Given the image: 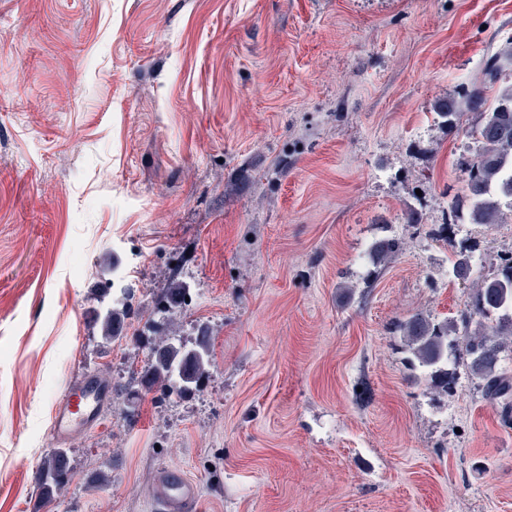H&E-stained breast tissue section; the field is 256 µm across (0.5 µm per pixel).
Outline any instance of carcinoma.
<instances>
[{
	"instance_id": "obj_1",
	"label": "carcinoma",
	"mask_w": 512,
	"mask_h": 512,
	"mask_svg": "<svg viewBox=\"0 0 512 512\" xmlns=\"http://www.w3.org/2000/svg\"><path fill=\"white\" fill-rule=\"evenodd\" d=\"M512 63V47L490 55L484 63V80L467 87L458 97L440 103L436 114L440 123L464 131L471 140L469 157L463 162L465 184L461 194L448 201V211L462 224H502L505 222L503 201L512 212V85L488 99L487 89L500 79L507 64ZM397 238L375 241L371 253L380 261L399 254ZM472 249L459 252L448 270V277L468 278L473 273ZM473 310L461 315L454 326L456 338L448 340V322H433L422 314L409 316L400 324L407 361L416 371L414 380L433 389L448 391L453 382L448 350L456 349L466 357L471 375L479 381L484 396L501 404L503 422L512 420V375L501 362L503 353L512 351V258L502 260L496 272L478 274ZM187 284L170 276L165 289L167 307L186 294ZM126 299H117L97 316L102 335L107 340L122 339V320L126 316ZM212 366L210 336L199 337L187 348L177 335L163 337L149 352L141 375V384L151 389L160 386L170 395L183 397L199 390ZM64 449L47 456L38 471L44 480L39 485L45 499L60 491L61 480L69 479Z\"/></svg>"
}]
</instances>
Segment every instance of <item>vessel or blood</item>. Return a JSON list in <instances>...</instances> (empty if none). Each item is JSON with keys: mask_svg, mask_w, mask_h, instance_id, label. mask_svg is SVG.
<instances>
[{"mask_svg": "<svg viewBox=\"0 0 512 512\" xmlns=\"http://www.w3.org/2000/svg\"><path fill=\"white\" fill-rule=\"evenodd\" d=\"M112 388L100 381L82 378L73 382L54 412L53 433L66 440L94 424L110 401ZM153 498L158 512H198L199 491L195 482L175 466L159 471L154 479Z\"/></svg>", "mask_w": 512, "mask_h": 512, "instance_id": "obj_1", "label": "vessel or blood"}]
</instances>
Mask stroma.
Returning <instances> with one entry per match:
<instances>
[{"label": "stroma", "mask_w": 512, "mask_h": 512, "mask_svg": "<svg viewBox=\"0 0 512 512\" xmlns=\"http://www.w3.org/2000/svg\"><path fill=\"white\" fill-rule=\"evenodd\" d=\"M509 41L512 0H0V512H154L169 465L201 512H512V427L465 359L415 383L399 329L471 308L461 248L486 275L512 254V220L443 237L467 139L435 112ZM202 327L201 390L140 389L150 348ZM89 365L112 401L57 442ZM126 290L123 289L122 299H116L112 305L104 307L106 311L102 315H97L102 335L106 340L119 341L124 337L120 325L127 312ZM55 449L38 467L37 471L42 473L44 480L39 474H36L35 477L36 481H43L38 487L44 499L53 498L60 491L63 478L66 482L69 481V469L65 462L66 453L64 449L66 450V448Z\"/></svg>", "instance_id": "stroma-1"}]
</instances>
